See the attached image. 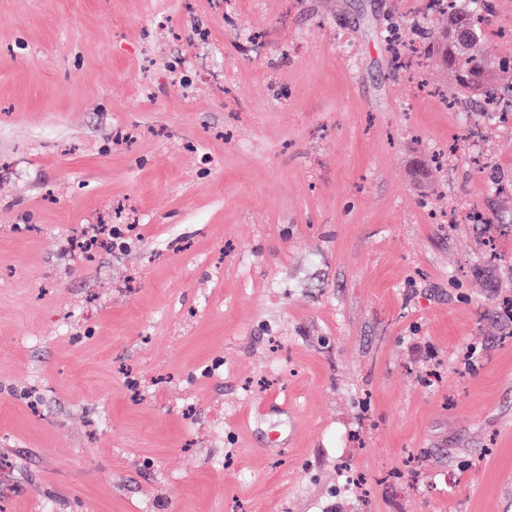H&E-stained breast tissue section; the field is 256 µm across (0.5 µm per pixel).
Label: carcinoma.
I'll use <instances>...</instances> for the list:
<instances>
[{
  "instance_id": "1",
  "label": "carcinoma",
  "mask_w": 512,
  "mask_h": 512,
  "mask_svg": "<svg viewBox=\"0 0 512 512\" xmlns=\"http://www.w3.org/2000/svg\"><path fill=\"white\" fill-rule=\"evenodd\" d=\"M454 6H442L440 10L448 14V26L435 33L432 46L424 51L427 58L437 57L440 61L455 70L459 89L473 96L491 94L490 85L493 70L476 47L482 39L480 25L475 22L476 13L489 11V6L483 0H453ZM469 29L475 37L463 43L458 39V32Z\"/></svg>"
}]
</instances>
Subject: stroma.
Returning a JSON list of instances; mask_svg holds the SVG:
<instances>
[{
  "mask_svg": "<svg viewBox=\"0 0 512 512\" xmlns=\"http://www.w3.org/2000/svg\"><path fill=\"white\" fill-rule=\"evenodd\" d=\"M445 21L0 0V512H512V125L388 44Z\"/></svg>",
  "mask_w": 512,
  "mask_h": 512,
  "instance_id": "35a3bbf8",
  "label": "stroma"
}]
</instances>
